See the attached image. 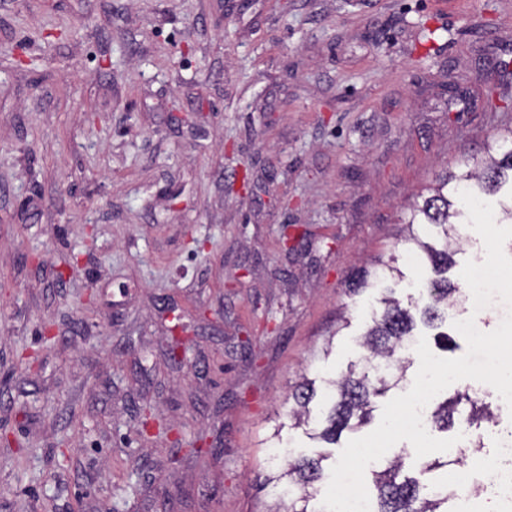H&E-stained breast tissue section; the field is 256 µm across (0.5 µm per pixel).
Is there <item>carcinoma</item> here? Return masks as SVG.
Here are the masks:
<instances>
[{
    "instance_id": "obj_1",
    "label": "carcinoma",
    "mask_w": 512,
    "mask_h": 512,
    "mask_svg": "<svg viewBox=\"0 0 512 512\" xmlns=\"http://www.w3.org/2000/svg\"><path fill=\"white\" fill-rule=\"evenodd\" d=\"M462 191L481 200L500 196L494 216L500 223H512V129L487 145L481 169L445 171L436 178V185L428 188L429 195L422 197L401 219L407 225L409 242L416 247L415 263L429 272L421 282L427 290L426 299L407 308L394 296L395 288L388 280L403 277V272L393 266L394 256L387 262L379 260L373 270L364 269L348 279L350 292L358 294L378 288L381 297L371 309L366 330L357 341L361 369L351 368L338 378L323 380V419L320 427L310 429L309 438L335 445L343 431L366 425L372 417L374 399L384 395L391 383L406 379L410 362L405 354L414 331L420 325L438 329L448 319V307L456 303L458 292V287L448 279L459 237L457 225L468 220L467 209L459 197ZM316 397L313 379H304L292 392V427L310 425V405ZM463 400L471 404L469 422L491 419L488 407L464 392L430 412L433 426L446 430L454 424L457 405ZM330 458L329 453L299 455L290 458L285 467L267 474L264 484L275 495V512H326L315 507V500L325 478L323 462ZM408 467L406 458L398 456L384 470L373 472L377 491L375 512H443L441 506L448 503V498L430 495L426 485L406 474Z\"/></svg>"
}]
</instances>
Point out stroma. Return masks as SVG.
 I'll list each match as a JSON object with an SVG mask.
<instances>
[{
	"label": "stroma",
	"mask_w": 512,
	"mask_h": 512,
	"mask_svg": "<svg viewBox=\"0 0 512 512\" xmlns=\"http://www.w3.org/2000/svg\"><path fill=\"white\" fill-rule=\"evenodd\" d=\"M501 60L512 0H0V512H272L274 426L318 451L289 394L357 359L347 276L395 254L421 300L400 217L512 128ZM485 403L435 478L484 471Z\"/></svg>",
	"instance_id": "35a3bbf8"
}]
</instances>
